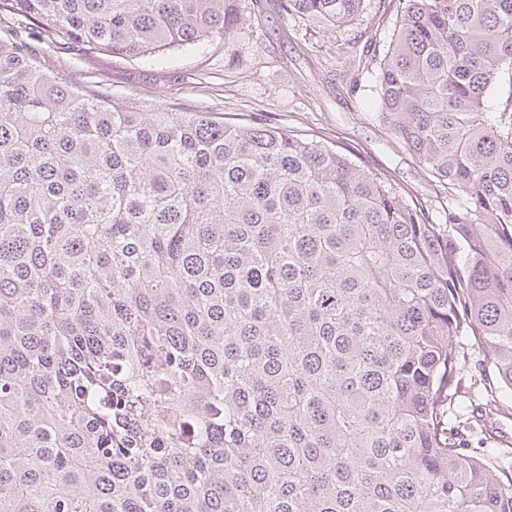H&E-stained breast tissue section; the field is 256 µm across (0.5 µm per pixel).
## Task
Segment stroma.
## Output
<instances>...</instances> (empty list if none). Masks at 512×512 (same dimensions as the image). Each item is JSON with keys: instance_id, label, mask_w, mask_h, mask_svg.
Returning a JSON list of instances; mask_svg holds the SVG:
<instances>
[{"instance_id": "stroma-1", "label": "stroma", "mask_w": 512, "mask_h": 512, "mask_svg": "<svg viewBox=\"0 0 512 512\" xmlns=\"http://www.w3.org/2000/svg\"><path fill=\"white\" fill-rule=\"evenodd\" d=\"M240 8L250 18L232 43L217 37L199 47H174L152 58L80 52L45 24L22 17L0 25V36L18 35L41 68L66 85L87 86L119 100L173 110H201L262 118L305 131L334 148L350 150L357 163L387 173L404 195L428 204L430 178L375 118L370 87L373 69L362 70L360 89L349 91L347 68L366 39L387 48L396 13L366 0L353 23L321 32L298 16L263 0Z\"/></svg>"}]
</instances>
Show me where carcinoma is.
Instances as JSON below:
<instances>
[{"label": "carcinoma", "instance_id": "carcinoma-1", "mask_svg": "<svg viewBox=\"0 0 512 512\" xmlns=\"http://www.w3.org/2000/svg\"><path fill=\"white\" fill-rule=\"evenodd\" d=\"M365 0H279L327 32ZM86 53L237 0H8ZM375 116L446 200L294 130L66 86L0 39V512H512V0H405Z\"/></svg>", "mask_w": 512, "mask_h": 512}]
</instances>
